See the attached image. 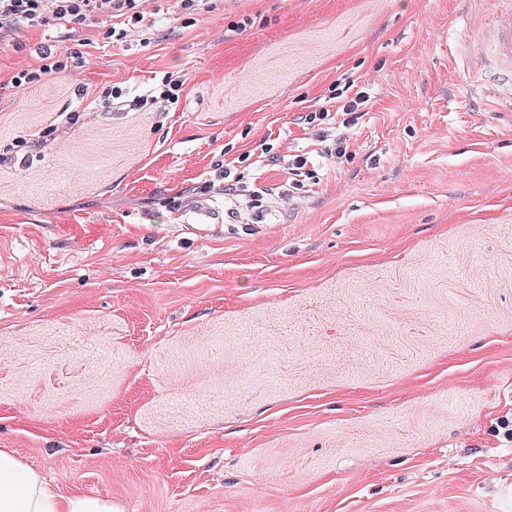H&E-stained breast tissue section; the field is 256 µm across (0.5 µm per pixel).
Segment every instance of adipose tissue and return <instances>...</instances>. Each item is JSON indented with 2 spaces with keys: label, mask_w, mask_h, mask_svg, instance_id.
<instances>
[{
  "label": "adipose tissue",
  "mask_w": 512,
  "mask_h": 512,
  "mask_svg": "<svg viewBox=\"0 0 512 512\" xmlns=\"http://www.w3.org/2000/svg\"><path fill=\"white\" fill-rule=\"evenodd\" d=\"M0 512H114L108 499L62 491L10 448H0Z\"/></svg>",
  "instance_id": "adipose-tissue-1"
}]
</instances>
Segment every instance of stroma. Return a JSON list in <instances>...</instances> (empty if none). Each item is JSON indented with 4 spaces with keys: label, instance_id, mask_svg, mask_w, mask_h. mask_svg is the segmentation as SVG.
Wrapping results in <instances>:
<instances>
[{
    "label": "stroma",
    "instance_id": "stroma-1",
    "mask_svg": "<svg viewBox=\"0 0 512 512\" xmlns=\"http://www.w3.org/2000/svg\"><path fill=\"white\" fill-rule=\"evenodd\" d=\"M501 5L143 0L0 38V448L116 512H512ZM482 46L484 66L504 81L503 91L512 100V7L498 13ZM66 67V63H63L61 60H54L50 62L43 63L39 70H21L17 72L12 77V82L17 87L23 86L25 84H36L42 80V75L50 73L51 71H58ZM192 213L195 215V223L191 224L192 234H208L219 223V219L205 201H197L193 206Z\"/></svg>",
    "mask_w": 512,
    "mask_h": 512
}]
</instances>
